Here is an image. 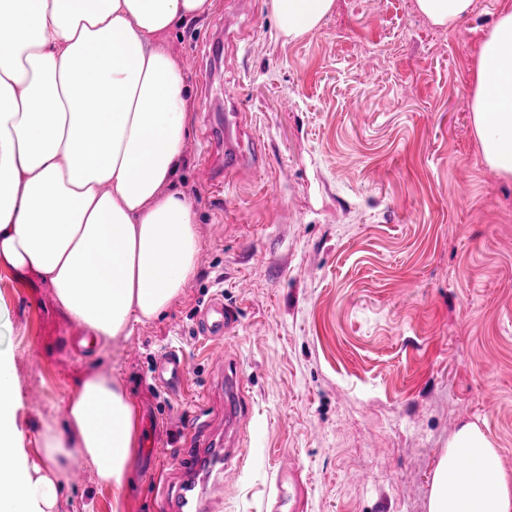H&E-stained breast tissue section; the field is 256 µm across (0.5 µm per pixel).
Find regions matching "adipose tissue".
<instances>
[{
  "label": "adipose tissue",
  "mask_w": 512,
  "mask_h": 512,
  "mask_svg": "<svg viewBox=\"0 0 512 512\" xmlns=\"http://www.w3.org/2000/svg\"><path fill=\"white\" fill-rule=\"evenodd\" d=\"M335 0H270L291 40ZM212 0H0V265L52 288L94 342L158 318L197 272V210L171 189L189 133L186 76L158 36ZM472 123L486 164L512 178V6L482 37ZM19 378L0 352V512H57L58 473L93 461L122 496L138 444L135 403L118 376L92 372L24 449ZM467 469L456 465L458 457ZM495 480H486L488 471ZM429 512H512V475L468 424L440 458Z\"/></svg>",
  "instance_id": "adipose-tissue-1"
}]
</instances>
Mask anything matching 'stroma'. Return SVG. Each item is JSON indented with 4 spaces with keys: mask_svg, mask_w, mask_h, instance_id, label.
Wrapping results in <instances>:
<instances>
[{
    "mask_svg": "<svg viewBox=\"0 0 512 512\" xmlns=\"http://www.w3.org/2000/svg\"><path fill=\"white\" fill-rule=\"evenodd\" d=\"M270 0H213L159 37L187 77L189 138L176 177L198 212V271L160 318L107 353L73 351L81 327L52 290L0 266V349L21 378L25 448L90 371L121 375L152 468L136 448L123 512H155L178 482L187 419L216 385L223 349L246 384L240 476L212 490L216 512H428L435 468L478 425L512 474V179L484 161L471 123L474 60L505 0H474L453 28L414 0H335L314 32L281 35ZM235 11L237 44L212 63L263 154L230 190L204 182V75L192 53ZM281 199L270 210L266 199ZM239 308L223 342L194 329L213 295ZM170 349L189 367L173 396L152 378ZM39 393L38 402L28 399ZM295 459L308 496L274 486ZM58 512H113L111 486L78 461Z\"/></svg>",
    "mask_w": 512,
    "mask_h": 512,
    "instance_id": "stroma-1",
    "label": "stroma"
}]
</instances>
